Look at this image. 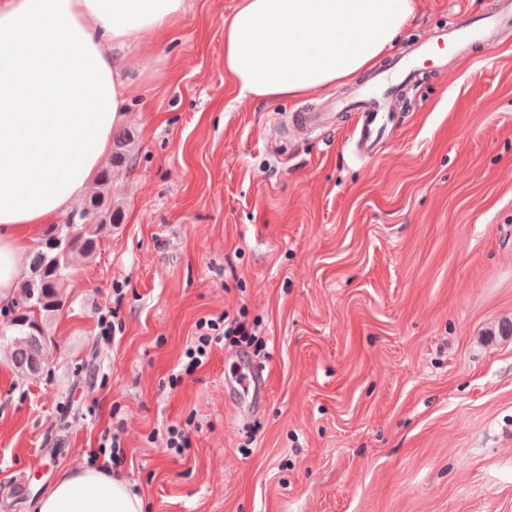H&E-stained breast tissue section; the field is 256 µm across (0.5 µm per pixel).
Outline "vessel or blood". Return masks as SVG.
Wrapping results in <instances>:
<instances>
[{"instance_id": "b4317fda", "label": "vessel or blood", "mask_w": 512, "mask_h": 512, "mask_svg": "<svg viewBox=\"0 0 512 512\" xmlns=\"http://www.w3.org/2000/svg\"><path fill=\"white\" fill-rule=\"evenodd\" d=\"M512 35V0H495L486 14L455 16L447 28L416 42L359 84L350 104L358 114L355 151L359 158L375 155L385 142L397 97L426 68L442 69L450 58Z\"/></svg>"}]
</instances>
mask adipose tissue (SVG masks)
Returning <instances> with one entry per match:
<instances>
[{"label":"adipose tissue","mask_w":512,"mask_h":512,"mask_svg":"<svg viewBox=\"0 0 512 512\" xmlns=\"http://www.w3.org/2000/svg\"><path fill=\"white\" fill-rule=\"evenodd\" d=\"M186 0H0V304L15 301L42 225L87 194L136 87L154 77L131 50L157 41ZM414 0H240L224 21L238 97L274 101L369 70ZM38 512H145L121 476L79 466Z\"/></svg>","instance_id":"obj_1"}]
</instances>
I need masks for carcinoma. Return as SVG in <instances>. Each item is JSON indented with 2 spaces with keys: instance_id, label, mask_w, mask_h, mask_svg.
<instances>
[{
  "instance_id": "1",
  "label": "carcinoma",
  "mask_w": 512,
  "mask_h": 512,
  "mask_svg": "<svg viewBox=\"0 0 512 512\" xmlns=\"http://www.w3.org/2000/svg\"><path fill=\"white\" fill-rule=\"evenodd\" d=\"M111 189L112 169L105 168L98 173L97 191L85 200L77 217L57 225L34 251L30 276L20 285L27 312L9 322L14 331L11 360L22 376L39 373L51 342L46 323L36 322L32 314L48 315L58 310L61 288L71 275L72 256L94 257L103 229L118 222L112 212Z\"/></svg>"
}]
</instances>
